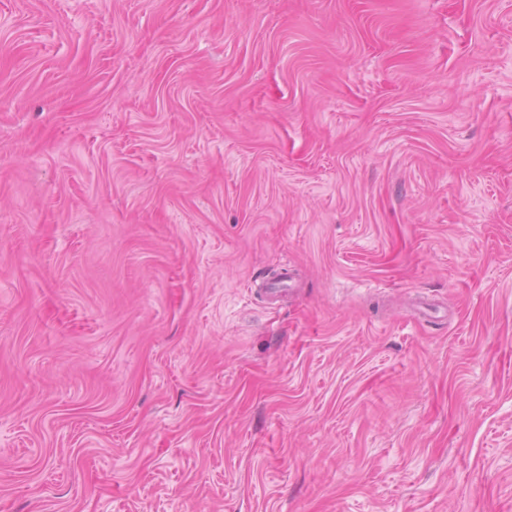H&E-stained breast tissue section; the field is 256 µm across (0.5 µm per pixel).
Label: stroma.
<instances>
[{
    "instance_id": "1",
    "label": "stroma",
    "mask_w": 512,
    "mask_h": 512,
    "mask_svg": "<svg viewBox=\"0 0 512 512\" xmlns=\"http://www.w3.org/2000/svg\"><path fill=\"white\" fill-rule=\"evenodd\" d=\"M0 512H512V0H0Z\"/></svg>"
}]
</instances>
